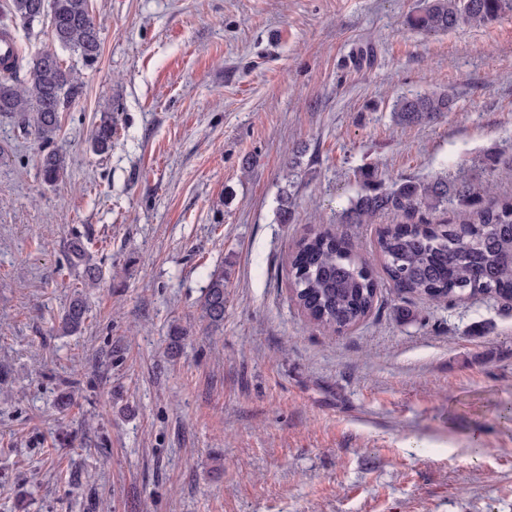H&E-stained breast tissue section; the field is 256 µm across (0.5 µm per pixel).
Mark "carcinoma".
Here are the masks:
<instances>
[{
  "instance_id": "carcinoma-1",
  "label": "carcinoma",
  "mask_w": 512,
  "mask_h": 512,
  "mask_svg": "<svg viewBox=\"0 0 512 512\" xmlns=\"http://www.w3.org/2000/svg\"><path fill=\"white\" fill-rule=\"evenodd\" d=\"M47 5L55 42L93 65L100 55L99 28L91 14L90 0H9L7 14L28 25L41 22L37 5ZM512 13V0H421L407 17L409 27L427 33L448 32L461 24L486 25ZM11 75L0 79V113H33L36 137L48 147L41 171L45 183L59 182L65 158L52 148L60 130L61 113L70 109L80 94L81 73L61 61L50 62L43 54L28 62V80ZM454 105L447 93H417L403 97L393 108L398 125L417 124ZM112 110L101 113L94 126L92 147L105 153L112 146ZM457 203L468 209L452 224L435 222L429 215ZM383 212L399 222L384 228L377 251L395 287L432 301L493 296L512 299V197L486 200L465 177L448 176L427 182L405 180L388 189L364 186L346 210L345 220L369 224ZM71 257L83 265L82 280L91 287L99 279L81 243L72 244ZM293 299L314 325L333 333L355 327L372 312L377 288L362 257L331 231H314L301 238L289 259ZM224 273L211 276L200 317L210 327L224 321ZM88 318L86 295L74 292L61 318L63 333L82 330Z\"/></svg>"
}]
</instances>
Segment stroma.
Returning a JSON list of instances; mask_svg holds the SVG:
<instances>
[{
	"label": "stroma",
	"instance_id": "obj_1",
	"mask_svg": "<svg viewBox=\"0 0 512 512\" xmlns=\"http://www.w3.org/2000/svg\"><path fill=\"white\" fill-rule=\"evenodd\" d=\"M417 3L90 0L97 62L60 53L83 81L66 177L45 183L41 143L0 115V512H512V301L400 291L376 253L396 216L338 221L368 167L512 195V15L424 33ZM425 91L453 109L395 127ZM326 229L377 282L332 336L288 276ZM76 239L101 282L63 336ZM113 120L112 109L101 113L98 123L94 126L92 147L96 153H105L112 146ZM224 275L213 274L200 305V317L208 326L218 328L224 321Z\"/></svg>",
	"mask_w": 512,
	"mask_h": 512
}]
</instances>
